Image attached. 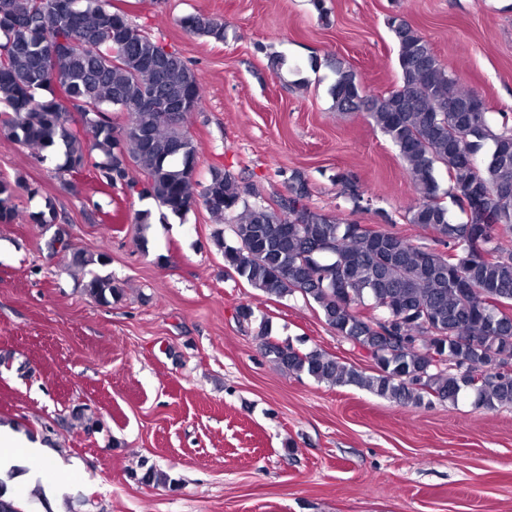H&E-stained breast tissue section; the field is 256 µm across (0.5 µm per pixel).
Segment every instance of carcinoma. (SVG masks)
Listing matches in <instances>:
<instances>
[{
    "instance_id": "obj_1",
    "label": "carcinoma",
    "mask_w": 512,
    "mask_h": 512,
    "mask_svg": "<svg viewBox=\"0 0 512 512\" xmlns=\"http://www.w3.org/2000/svg\"><path fill=\"white\" fill-rule=\"evenodd\" d=\"M0 132L59 153L61 174L91 166L98 180L126 195L152 199L182 219L201 204L214 217L235 215L233 240L214 242L224 266L268 299L296 294L314 303L324 322L353 346L370 349L365 374L314 347L300 349L259 326L264 355L288 373L319 383L356 386L403 405L433 397L450 406L471 396L487 409L512 405V119L490 121L476 93L436 56L430 42L399 17L388 19L400 82L367 96L356 72L336 69L330 89L338 112H365L397 148L418 193L411 224L432 228L442 248L422 247L395 232L342 222L313 210L298 172L288 177V205L260 199L254 185L212 170L195 180L198 150L186 130L203 86L175 50L134 23L109 0H80L79 14L56 0H0ZM182 27L224 40V24L189 14ZM64 38L66 57L52 54ZM151 97L184 105L163 112ZM125 116L116 124L112 113ZM139 168L144 178L132 175ZM448 174V189L436 179ZM16 185L0 180V222L16 215ZM466 220H453L443 197ZM288 225V238L279 230ZM484 246L471 250L473 236ZM96 257L72 252L86 271L84 291L107 303L121 293ZM442 356L432 361V354Z\"/></svg>"
}]
</instances>
